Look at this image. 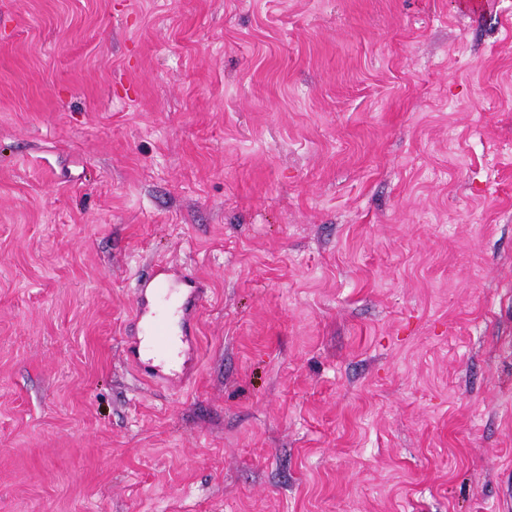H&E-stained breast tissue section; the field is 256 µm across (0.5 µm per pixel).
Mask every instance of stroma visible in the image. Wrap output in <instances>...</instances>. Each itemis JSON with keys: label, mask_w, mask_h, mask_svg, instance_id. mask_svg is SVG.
Here are the masks:
<instances>
[{"label": "stroma", "mask_w": 512, "mask_h": 512, "mask_svg": "<svg viewBox=\"0 0 512 512\" xmlns=\"http://www.w3.org/2000/svg\"><path fill=\"white\" fill-rule=\"evenodd\" d=\"M511 498L512 0H0V512ZM157 275L158 273H154L153 279L146 281L141 289L137 290L131 321L139 336L138 367L151 378L166 380L167 376H175L182 371L187 361L185 357L192 345L188 336L187 319L197 302L201 301L207 288H204L205 284L198 278L189 277L190 282H169L158 281ZM153 282L152 286L147 287ZM164 289H175L178 292V299L172 311L177 324L175 331L165 328L161 321L158 297ZM142 343L146 351L155 346L163 347L171 355L169 360L160 363H156L154 357L141 360L139 350Z\"/></svg>", "instance_id": "1"}]
</instances>
